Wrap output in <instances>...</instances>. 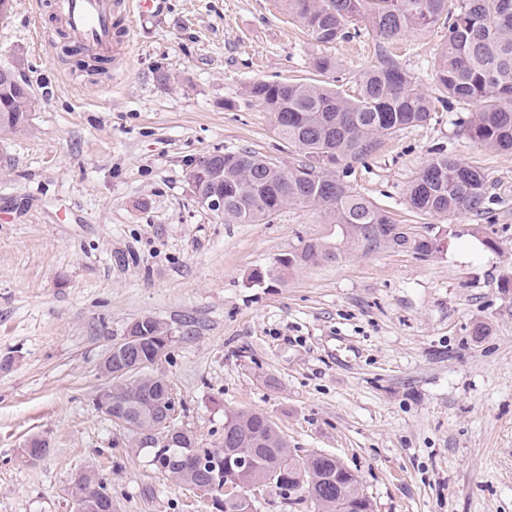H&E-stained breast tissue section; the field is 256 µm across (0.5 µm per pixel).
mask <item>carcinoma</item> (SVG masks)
Listing matches in <instances>:
<instances>
[{
    "label": "carcinoma",
    "instance_id": "carcinoma-1",
    "mask_svg": "<svg viewBox=\"0 0 512 512\" xmlns=\"http://www.w3.org/2000/svg\"><path fill=\"white\" fill-rule=\"evenodd\" d=\"M279 6L324 46L361 35L349 31L348 23L362 22L364 32L377 41L379 64L360 74L355 96L292 80L247 85L245 95L272 114L278 135L303 160L284 168L251 150L204 156L186 173L194 193L199 198L224 196V209L218 215L228 224H257L288 207L323 214L333 230L279 255L274 274L281 278L307 265L335 262L347 250L383 246L431 257L438 252L434 237L414 234L394 223L332 168L370 156L380 138L421 126L440 108L448 110L473 100L480 102V108L460 118L459 127L488 150L512 152V0H279ZM439 24L447 32L431 67L438 91L434 98L414 84L386 45ZM111 63L112 58L104 56L79 60L90 74L105 72ZM24 66L18 55L0 65V130L25 129L35 111L33 94L21 74ZM485 196L482 171L439 148L410 185L408 204L421 215L452 220L482 211ZM134 335L142 357L149 361L168 336V325L144 317L136 321ZM112 392L131 401L135 429L130 434L136 438L141 431L154 429L151 400L171 393L172 388L152 379L146 365L131 375L114 377ZM224 438V443L203 448L191 431L182 428L174 445L148 452L161 464L174 453L213 457L226 447L254 453L253 469L233 476L218 464L206 470L203 479L192 471L170 470L174 481L193 485L201 495L218 501L219 512H253L244 488L262 485L292 494L300 485L313 482L320 512H372L351 470L321 451L298 454L264 413L241 410L225 415ZM330 475L334 480H326ZM103 491L104 485L91 473L76 483V494L86 502Z\"/></svg>",
    "mask_w": 512,
    "mask_h": 512
}]
</instances>
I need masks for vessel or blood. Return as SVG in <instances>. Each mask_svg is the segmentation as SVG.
Here are the masks:
<instances>
[{"label":"vessel or blood","instance_id":"1","mask_svg":"<svg viewBox=\"0 0 512 512\" xmlns=\"http://www.w3.org/2000/svg\"><path fill=\"white\" fill-rule=\"evenodd\" d=\"M161 5L162 0H52L68 46L90 57L111 56L118 67L127 59L131 24L151 18Z\"/></svg>","mask_w":512,"mask_h":512}]
</instances>
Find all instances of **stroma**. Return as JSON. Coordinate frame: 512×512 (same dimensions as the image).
<instances>
[{
	"instance_id": "obj_1",
	"label": "stroma",
	"mask_w": 512,
	"mask_h": 512,
	"mask_svg": "<svg viewBox=\"0 0 512 512\" xmlns=\"http://www.w3.org/2000/svg\"><path fill=\"white\" fill-rule=\"evenodd\" d=\"M37 9L14 0L0 19V55L24 57L37 100L26 130L0 131V512H75L87 472L112 512H215L96 406L102 360L147 316L174 332L158 369L201 446L222 441L226 414L258 410L290 447L337 456L373 512H512V152L475 144L453 112L381 139L347 183L414 232L448 229L444 251L354 250L256 284L254 270L326 233L322 215L225 223L187 168L243 149L296 162L245 86L353 93L379 62L374 40L320 46L275 0H165L135 24L127 69L91 75L41 47ZM444 40L438 26L390 48L428 94ZM323 54L338 70L313 69ZM439 147L484 172L483 214L448 224L409 209ZM33 434L49 451L28 462ZM248 495L255 512H318L298 493Z\"/></svg>"
}]
</instances>
